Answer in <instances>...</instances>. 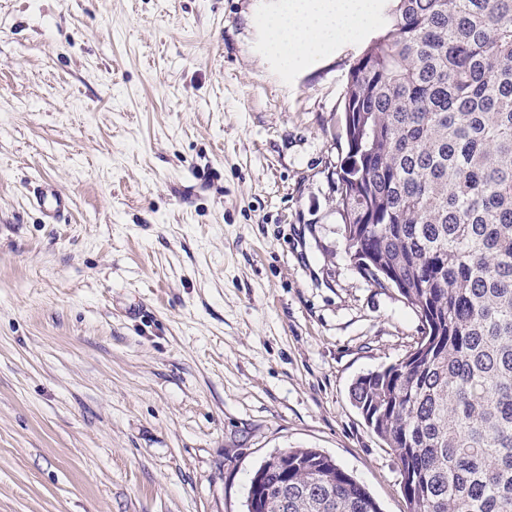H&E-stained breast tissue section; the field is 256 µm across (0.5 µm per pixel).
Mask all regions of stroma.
<instances>
[{
  "instance_id": "35a3bbf8",
  "label": "stroma",
  "mask_w": 512,
  "mask_h": 512,
  "mask_svg": "<svg viewBox=\"0 0 512 512\" xmlns=\"http://www.w3.org/2000/svg\"><path fill=\"white\" fill-rule=\"evenodd\" d=\"M277 2L0 0V512H245L289 448L407 512L350 390L421 323L336 189L384 19L284 71ZM33 193L39 208L52 221L69 208L67 195L50 181L38 184Z\"/></svg>"
}]
</instances>
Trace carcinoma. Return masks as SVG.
<instances>
[{"label": "carcinoma", "instance_id": "obj_1", "mask_svg": "<svg viewBox=\"0 0 512 512\" xmlns=\"http://www.w3.org/2000/svg\"><path fill=\"white\" fill-rule=\"evenodd\" d=\"M348 249L422 325L351 399L408 512H512V0H387L350 67ZM247 512H381L316 448L270 455Z\"/></svg>", "mask_w": 512, "mask_h": 512}]
</instances>
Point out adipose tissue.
<instances>
[{
    "label": "adipose tissue",
    "instance_id": "ef3b65f1",
    "mask_svg": "<svg viewBox=\"0 0 512 512\" xmlns=\"http://www.w3.org/2000/svg\"><path fill=\"white\" fill-rule=\"evenodd\" d=\"M373 14V0H284L264 21L267 51L283 65L293 66L351 37Z\"/></svg>",
    "mask_w": 512,
    "mask_h": 512
}]
</instances>
